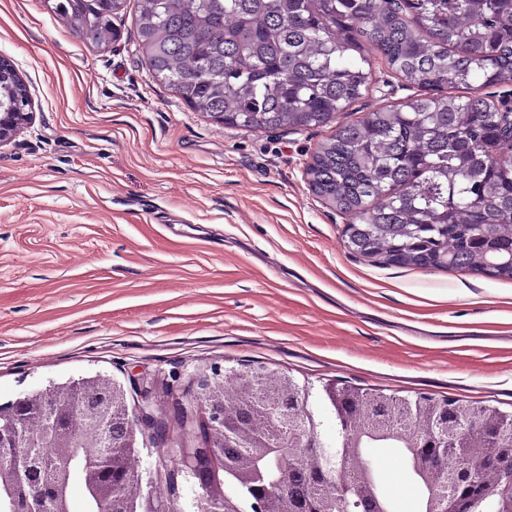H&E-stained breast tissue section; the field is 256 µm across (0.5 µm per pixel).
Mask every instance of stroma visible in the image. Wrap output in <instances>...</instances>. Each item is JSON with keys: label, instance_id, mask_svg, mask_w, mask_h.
<instances>
[{"label": "stroma", "instance_id": "obj_1", "mask_svg": "<svg viewBox=\"0 0 512 512\" xmlns=\"http://www.w3.org/2000/svg\"><path fill=\"white\" fill-rule=\"evenodd\" d=\"M34 119L0 147V404L71 378L251 365L512 408V279L386 268L305 168L330 128L247 131L154 82L126 13L94 46L46 0H0ZM417 91L378 76L339 115ZM371 455L395 512L419 491Z\"/></svg>", "mask_w": 512, "mask_h": 512}]
</instances>
